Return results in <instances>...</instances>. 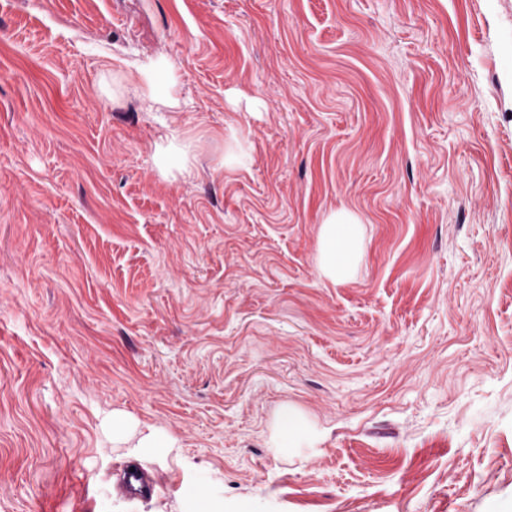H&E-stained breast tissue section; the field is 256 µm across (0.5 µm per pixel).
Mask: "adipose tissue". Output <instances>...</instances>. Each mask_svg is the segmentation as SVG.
<instances>
[{
    "label": "adipose tissue",
    "mask_w": 512,
    "mask_h": 512,
    "mask_svg": "<svg viewBox=\"0 0 512 512\" xmlns=\"http://www.w3.org/2000/svg\"><path fill=\"white\" fill-rule=\"evenodd\" d=\"M119 85L140 93L150 105L170 114L171 130L166 139L156 142V157L167 158L165 171L177 177L188 174L192 144L181 135L180 77L170 61L162 55L134 63L118 76ZM359 219L346 210H333L322 224L318 236L320 268L323 276L334 283L353 280L361 257L357 246ZM320 431L314 419L292 405L278 411L269 435L268 445L275 453L284 448H314Z\"/></svg>",
    "instance_id": "ef3b65f1"
}]
</instances>
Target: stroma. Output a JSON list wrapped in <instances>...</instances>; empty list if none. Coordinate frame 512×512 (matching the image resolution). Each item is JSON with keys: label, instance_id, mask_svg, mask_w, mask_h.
Listing matches in <instances>:
<instances>
[{"label": "stroma", "instance_id": "stroma-1", "mask_svg": "<svg viewBox=\"0 0 512 512\" xmlns=\"http://www.w3.org/2000/svg\"><path fill=\"white\" fill-rule=\"evenodd\" d=\"M154 53L184 179L164 113L97 92ZM332 207L362 221L346 285L318 268ZM286 404L317 449L269 448ZM132 463L156 496L126 499ZM193 491L512 512V0H0V512ZM118 86H125L140 93L152 107L170 112V134L156 142V158L168 157L163 170L173 178L190 173L192 144L181 136L183 125L180 106V77L170 61L163 55L147 57L119 73Z\"/></svg>", "mask_w": 512, "mask_h": 512}]
</instances>
